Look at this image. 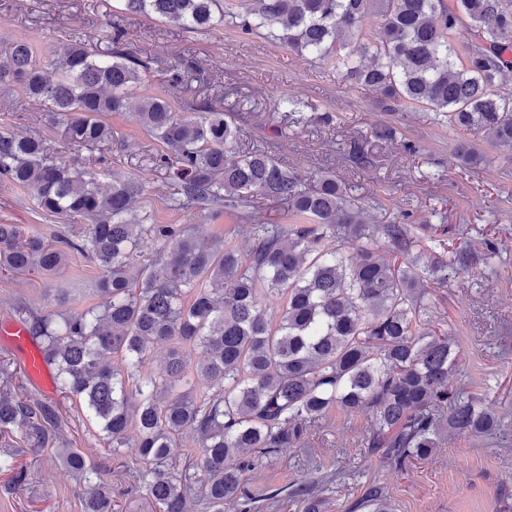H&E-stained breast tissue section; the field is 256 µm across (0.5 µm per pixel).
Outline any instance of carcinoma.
<instances>
[{"mask_svg": "<svg viewBox=\"0 0 512 512\" xmlns=\"http://www.w3.org/2000/svg\"><path fill=\"white\" fill-rule=\"evenodd\" d=\"M120 2L186 30L218 20L264 32L334 62L389 112H433L512 148V90L498 83L512 67V0H250L243 16L218 12L219 0ZM374 9L381 23L369 38L363 23ZM463 19L477 36L464 60L451 43ZM101 39L104 51L83 39L69 44L53 80L27 42L0 62V89L48 104L69 148L109 146L104 116L126 111L129 93L153 73V61L122 47L120 29ZM133 116L163 144L152 164L177 186L171 207L239 211L259 197L288 217L239 225L250 240L245 252L227 241L206 244L187 224H152L136 213L132 199L146 185L114 175L104 191L98 170L72 169L40 138L0 126V184L26 188L38 209L88 226L75 235L67 225L48 239L33 226L0 224V274L49 278L71 252L103 270L98 305L67 316L21 306L18 314L59 391L84 402L112 454L139 448L137 478L154 512H187L195 488L206 512H248L242 485L251 456L302 442L333 410L369 413L367 447L401 471L450 436L505 435L503 417L454 377L457 337L426 319L430 289L492 262L506 251L500 240L484 238L479 251L458 246L449 225L410 224L404 208L387 224H366L330 173L308 186L266 151L230 160L238 127L209 100L175 106L146 97ZM456 151L465 165L482 160L467 142ZM157 344L168 350L152 371ZM63 424L55 403L28 391L25 374L0 360V475L24 484L19 457L57 443ZM186 434L198 454L177 473L169 460ZM57 455L87 487L83 512H112L90 459L78 448ZM294 495L302 512H324L313 486L299 484ZM357 507L394 512L375 481Z\"/></svg>", "mask_w": 512, "mask_h": 512, "instance_id": "1", "label": "carcinoma"}]
</instances>
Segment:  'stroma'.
<instances>
[{"mask_svg": "<svg viewBox=\"0 0 512 512\" xmlns=\"http://www.w3.org/2000/svg\"><path fill=\"white\" fill-rule=\"evenodd\" d=\"M124 32L127 50L161 65L148 83L135 88L133 100L166 94L173 104L203 98L215 84L224 87L225 107L240 106L239 150L267 147L303 178L331 171L364 209L370 224L392 221L397 207H408L415 223L447 220L461 240L479 242L484 235L506 241L507 252L489 265L477 266L436 289L429 311L434 323L458 337L462 352L459 371L494 411L512 412V149L492 145L485 134L472 135L484 161L461 169L455 146L461 136L433 113L415 108L386 112L374 94L343 79L332 64L296 54L263 34L246 35L232 25L190 32L174 24L124 13L118 0H0V57L13 42L30 41L41 61L56 58L72 37L97 36L105 24ZM197 65L189 87L172 85L169 66L181 58ZM297 98L303 124L289 121L276 104L284 96ZM331 113L332 124L317 117ZM45 103L0 92V125L24 135H36L62 150L77 169L99 166L147 180L149 189L134 200L138 212L156 224H191L201 237L230 238L240 250L248 238L237 231L239 220L221 207L205 212L170 207L174 185L165 170L153 168L151 156L162 143L140 127L132 112H111L112 143L103 151L64 147L58 128L47 116ZM396 137L377 141L381 126ZM417 151L409 154L404 142ZM371 159L361 168L350 159L354 145ZM0 224H27L53 235L63 219L43 213L28 190L0 186ZM102 270L79 255H71L56 277H0V314L17 319L27 305L40 313H66L97 305L95 287ZM82 288L74 301L61 302L56 291ZM491 386H484V379ZM68 422L62 434L70 447L91 459L112 489V512H152L145 488L135 480L141 464L136 449L114 456L97 435L82 402L51 391ZM366 413L337 414L323 429L310 431L307 447L283 448L272 457H253L245 475V500L251 512H301L291 494L305 482L325 489L327 512H351L367 486L380 482L395 512H512V487L501 484L512 469V434L506 445H477L448 438L431 457L401 472L371 457L363 441ZM31 471L29 484L16 487L0 475V512H82L84 488L62 465L54 448L27 451L22 457Z\"/></svg>", "mask_w": 512, "mask_h": 512, "instance_id": "stroma-1", "label": "stroma"}]
</instances>
